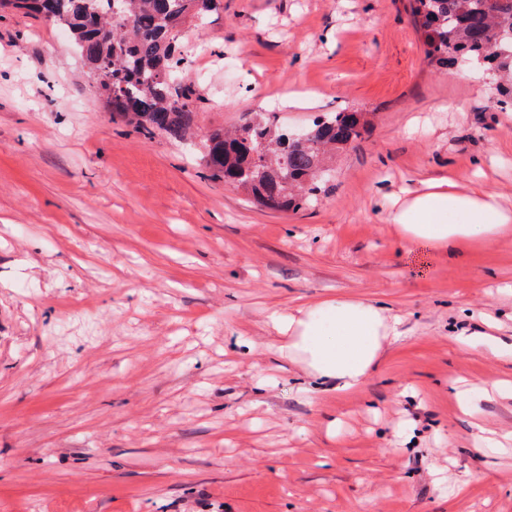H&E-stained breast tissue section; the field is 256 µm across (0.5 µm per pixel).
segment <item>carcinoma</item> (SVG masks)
Returning <instances> with one entry per match:
<instances>
[{
    "mask_svg": "<svg viewBox=\"0 0 512 512\" xmlns=\"http://www.w3.org/2000/svg\"><path fill=\"white\" fill-rule=\"evenodd\" d=\"M220 2L122 0L120 22L111 19V0H0V11L24 10L67 28L110 111L140 131L180 142L193 136L202 102L197 86L180 77L181 31L219 11ZM410 12L431 64H474L490 80L495 103L512 99V0H410ZM369 126L367 113L341 108L317 116L306 142L290 143L273 116L258 113L233 131L211 130L197 157L213 178L265 209L286 212L313 200L328 161Z\"/></svg>",
    "mask_w": 512,
    "mask_h": 512,
    "instance_id": "obj_1",
    "label": "carcinoma"
}]
</instances>
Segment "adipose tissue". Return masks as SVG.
Wrapping results in <instances>:
<instances>
[{"label": "adipose tissue", "mask_w": 512, "mask_h": 512, "mask_svg": "<svg viewBox=\"0 0 512 512\" xmlns=\"http://www.w3.org/2000/svg\"><path fill=\"white\" fill-rule=\"evenodd\" d=\"M386 220L397 225L403 243L424 242L452 254L466 240L494 245L512 229V208L498 195L465 190L459 180L430 179L387 208ZM401 324L387 307L343 295L268 317L276 353L344 394L361 388Z\"/></svg>", "instance_id": "adipose-tissue-1"}]
</instances>
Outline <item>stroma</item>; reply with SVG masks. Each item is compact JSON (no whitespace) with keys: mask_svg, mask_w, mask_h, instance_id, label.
<instances>
[{"mask_svg":"<svg viewBox=\"0 0 512 512\" xmlns=\"http://www.w3.org/2000/svg\"><path fill=\"white\" fill-rule=\"evenodd\" d=\"M180 41L199 133L372 125L266 210L113 118L65 28L0 15V512H512V233L452 257L377 207L478 167L512 201L503 107L429 65L409 0H223ZM329 295L403 318L352 395L267 349L272 311Z\"/></svg>","mask_w":512,"mask_h":512,"instance_id":"obj_1","label":"stroma"}]
</instances>
